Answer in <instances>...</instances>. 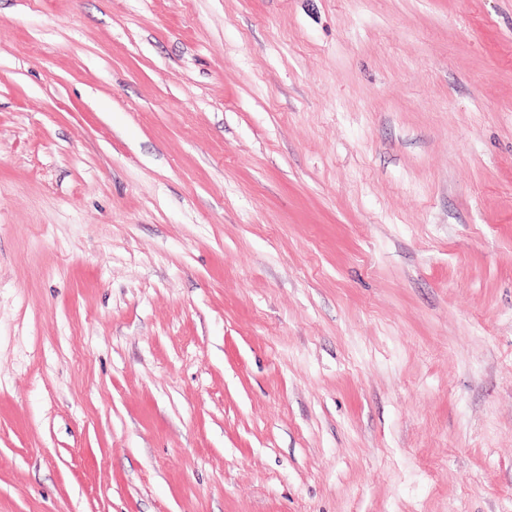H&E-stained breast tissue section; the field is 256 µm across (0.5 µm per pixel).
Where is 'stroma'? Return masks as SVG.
<instances>
[{
    "label": "stroma",
    "mask_w": 512,
    "mask_h": 512,
    "mask_svg": "<svg viewBox=\"0 0 512 512\" xmlns=\"http://www.w3.org/2000/svg\"><path fill=\"white\" fill-rule=\"evenodd\" d=\"M0 512H512V0H0Z\"/></svg>",
    "instance_id": "stroma-1"
}]
</instances>
